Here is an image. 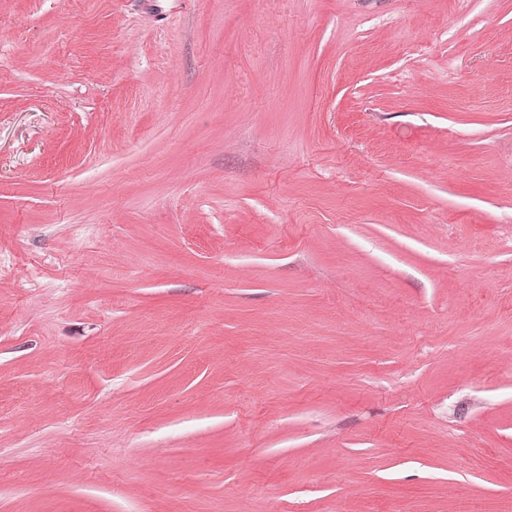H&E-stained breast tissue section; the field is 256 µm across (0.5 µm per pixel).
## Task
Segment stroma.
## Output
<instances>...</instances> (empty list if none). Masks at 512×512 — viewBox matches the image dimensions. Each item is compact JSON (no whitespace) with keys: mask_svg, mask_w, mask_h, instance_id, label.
<instances>
[{"mask_svg":"<svg viewBox=\"0 0 512 512\" xmlns=\"http://www.w3.org/2000/svg\"><path fill=\"white\" fill-rule=\"evenodd\" d=\"M0 512H512V0H0Z\"/></svg>","mask_w":512,"mask_h":512,"instance_id":"stroma-1","label":"stroma"}]
</instances>
